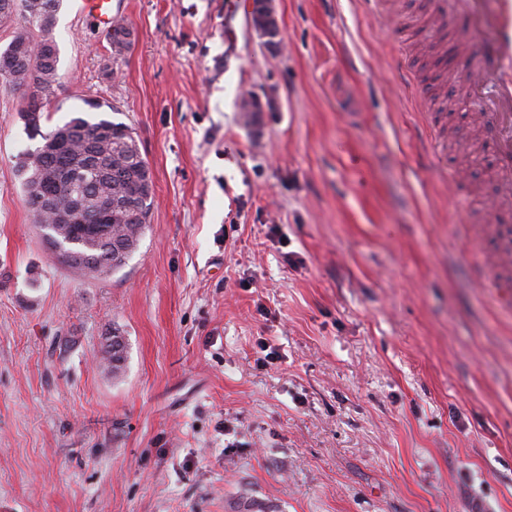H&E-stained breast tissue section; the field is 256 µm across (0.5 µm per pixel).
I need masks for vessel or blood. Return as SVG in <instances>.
<instances>
[{"instance_id":"vessel-or-blood-1","label":"vessel or blood","mask_w":512,"mask_h":512,"mask_svg":"<svg viewBox=\"0 0 512 512\" xmlns=\"http://www.w3.org/2000/svg\"><path fill=\"white\" fill-rule=\"evenodd\" d=\"M79 9L99 24L113 23L112 0H80ZM457 14L469 20L464 44L473 58L465 91H477L484 84L497 89V101L493 109L482 112L481 121L494 133L495 206L500 209L512 204V0H432L429 19L433 25L446 26L449 16ZM389 20L396 43L407 48L409 31L400 0H392ZM477 281L512 288V239H499L485 255Z\"/></svg>"}]
</instances>
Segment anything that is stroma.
<instances>
[{
	"label": "stroma",
	"instance_id": "obj_1",
	"mask_svg": "<svg viewBox=\"0 0 512 512\" xmlns=\"http://www.w3.org/2000/svg\"><path fill=\"white\" fill-rule=\"evenodd\" d=\"M274 8L277 54L244 0H115L118 49L61 0L43 129L109 105L154 181L138 250L96 279L42 242L0 82V512H512V312L472 272L512 215L464 223L497 193L447 91L466 22L430 31L408 0L404 56L387 0ZM250 92L274 110L240 111ZM103 359L108 361L112 375H119L124 368L126 359V345L122 336H112V343L108 345Z\"/></svg>",
	"mask_w": 512,
	"mask_h": 512
}]
</instances>
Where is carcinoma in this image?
<instances>
[{"mask_svg":"<svg viewBox=\"0 0 512 512\" xmlns=\"http://www.w3.org/2000/svg\"><path fill=\"white\" fill-rule=\"evenodd\" d=\"M61 0H0V20L17 19L15 39L28 41L19 49L0 51V80L23 92L20 112L25 133L41 144L17 158L25 201L41 231L50 230L67 242L72 260L66 267L80 277H96L122 269L137 251L150 221L153 180L132 129L106 118L90 121L76 116L62 125L67 147L59 156L50 151L56 130L42 131L41 119L56 82L51 58L56 42L52 28ZM81 207L80 220L60 224L61 215ZM103 359L112 375L124 368L126 345L112 337Z\"/></svg>","mask_w":512,"mask_h":512,"instance_id":"obj_1","label":"carcinoma"}]
</instances>
